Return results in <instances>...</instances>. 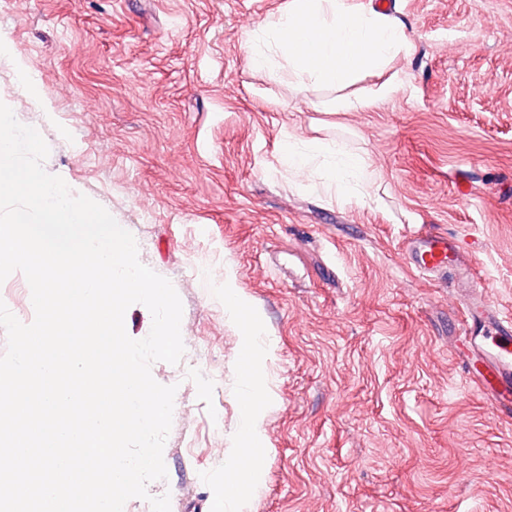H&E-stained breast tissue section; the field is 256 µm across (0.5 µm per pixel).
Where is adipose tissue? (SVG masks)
<instances>
[{
	"mask_svg": "<svg viewBox=\"0 0 512 512\" xmlns=\"http://www.w3.org/2000/svg\"><path fill=\"white\" fill-rule=\"evenodd\" d=\"M407 45L402 25L384 14L350 8L346 0H292L287 12L263 28L252 63L259 69L276 66L279 72L288 73L301 91L311 86L336 88L341 108L349 110L360 107L361 102L345 96V88L361 72L384 67L406 51ZM320 154L334 156L339 170L326 189L327 195L338 197L351 192L369 196L370 165L347 142L318 144L307 152L288 150L283 164L292 173L309 167L314 156ZM242 385L245 403L241 411V443L234 451L233 467L237 480L225 483L223 490L224 500L234 505L233 512H242L243 498L237 481L249 476L262 439L251 370H244Z\"/></svg>",
	"mask_w": 512,
	"mask_h": 512,
	"instance_id": "obj_1",
	"label": "adipose tissue"
}]
</instances>
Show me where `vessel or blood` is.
Returning a JSON list of instances; mask_svg holds the SVG:
<instances>
[{
	"mask_svg": "<svg viewBox=\"0 0 512 512\" xmlns=\"http://www.w3.org/2000/svg\"><path fill=\"white\" fill-rule=\"evenodd\" d=\"M406 253L415 269L426 277L456 271L463 279L478 277L467 254L456 241L425 229L407 237ZM460 325L470 339L480 366L465 379L489 400L497 416L512 421V312L494 302L463 304Z\"/></svg>",
	"mask_w": 512,
	"mask_h": 512,
	"instance_id": "1",
	"label": "vessel or blood"
}]
</instances>
